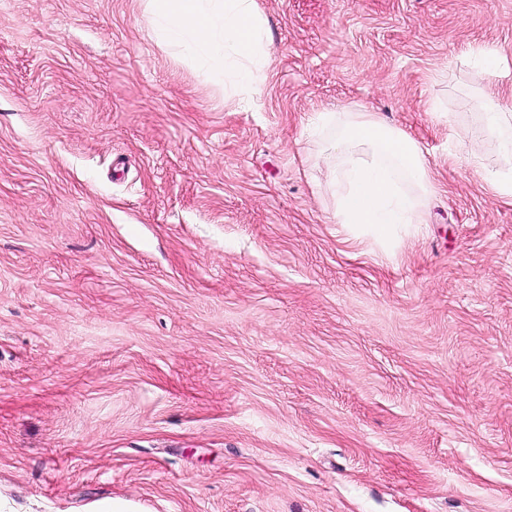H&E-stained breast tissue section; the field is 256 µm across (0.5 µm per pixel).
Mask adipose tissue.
<instances>
[{
  "mask_svg": "<svg viewBox=\"0 0 512 512\" xmlns=\"http://www.w3.org/2000/svg\"><path fill=\"white\" fill-rule=\"evenodd\" d=\"M159 44L224 89L240 108L260 96L269 65V30L256 0H146Z\"/></svg>",
  "mask_w": 512,
  "mask_h": 512,
  "instance_id": "1",
  "label": "adipose tissue"
}]
</instances>
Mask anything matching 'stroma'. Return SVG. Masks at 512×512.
<instances>
[{"label": "stroma", "mask_w": 512, "mask_h": 512, "mask_svg": "<svg viewBox=\"0 0 512 512\" xmlns=\"http://www.w3.org/2000/svg\"><path fill=\"white\" fill-rule=\"evenodd\" d=\"M257 5L243 110L144 0H0V502L512 512V199L455 155L512 0ZM339 111L418 142L423 223L336 222Z\"/></svg>", "instance_id": "1"}]
</instances>
